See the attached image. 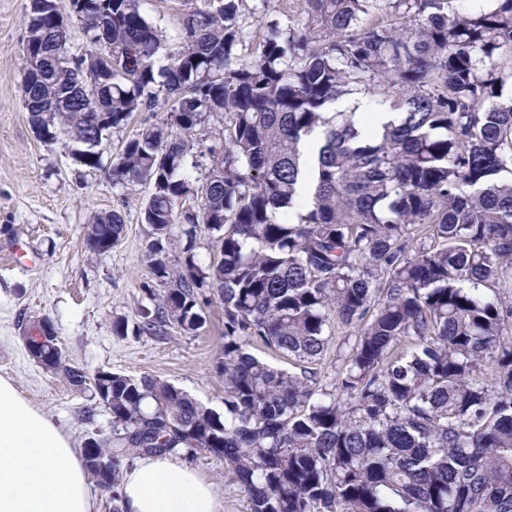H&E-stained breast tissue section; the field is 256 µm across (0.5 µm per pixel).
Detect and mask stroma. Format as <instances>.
I'll return each instance as SVG.
<instances>
[{"mask_svg": "<svg viewBox=\"0 0 512 512\" xmlns=\"http://www.w3.org/2000/svg\"><path fill=\"white\" fill-rule=\"evenodd\" d=\"M28 0H0V376L12 378L21 394L70 436L74 448L86 439L112 434V418L92 388H73L43 368L26 350V332L48 318L71 363L87 375L102 369L133 377L149 375L186 391L216 412L224 410V306L217 291L207 294L205 323L194 332L170 323L162 334H137L139 312L150 294H163L144 258L149 229L140 212L150 187L131 182L116 188L110 177L124 143L161 125L165 109L134 113L111 130L98 147L100 164L79 162L67 135L39 138L21 97L25 71L24 22ZM304 0H241L239 21L246 49L254 51L267 21L297 27ZM147 17L161 29L168 47L180 38L187 0H144ZM117 210L126 234L106 254L85 250L83 227L92 212ZM128 325L117 335L115 322ZM353 337L333 331L317 362L323 389L334 391ZM191 467L224 495V512H249V503L224 461L197 452Z\"/></svg>", "mask_w": 512, "mask_h": 512, "instance_id": "obj_1", "label": "stroma"}]
</instances>
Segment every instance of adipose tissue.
<instances>
[{
  "label": "adipose tissue",
  "mask_w": 512,
  "mask_h": 512,
  "mask_svg": "<svg viewBox=\"0 0 512 512\" xmlns=\"http://www.w3.org/2000/svg\"><path fill=\"white\" fill-rule=\"evenodd\" d=\"M123 512H223L213 484L168 456H146L118 488ZM0 512H95L69 436L0 377Z\"/></svg>",
  "instance_id": "obj_1"
}]
</instances>
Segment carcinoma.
Instances as JSON below:
<instances>
[{
	"label": "carcinoma",
	"mask_w": 512,
	"mask_h": 512,
	"mask_svg": "<svg viewBox=\"0 0 512 512\" xmlns=\"http://www.w3.org/2000/svg\"><path fill=\"white\" fill-rule=\"evenodd\" d=\"M61 2L28 0L29 121L68 134L95 167L96 136L169 105L111 170L115 185L151 188L145 259L168 285L137 333L168 321L198 330L205 288L224 303V415L158 378L94 375L112 395V436L93 439L85 466L98 484L111 463L112 512L124 459L199 451L224 459L249 512H512V306L499 293L512 288V0L470 14L448 0H305L302 27L267 24L248 55L239 0H195L162 67L142 0H76L91 50L64 60ZM388 8L413 24L387 23ZM83 66L96 96L77 82ZM358 94L390 102L399 120L366 135L354 113L328 111ZM213 112L224 128L207 132ZM196 147L210 161L198 186ZM306 177L305 212L279 222ZM192 196L193 214L180 207ZM92 221L93 255L125 235L119 211ZM201 226L216 243L207 263ZM180 236L173 262L166 248ZM333 326L355 342L328 392L311 364ZM257 345L306 366L265 362L247 352ZM40 357L87 385L58 337ZM486 359L488 381L473 376Z\"/></svg>",
	"instance_id": "1"
}]
</instances>
